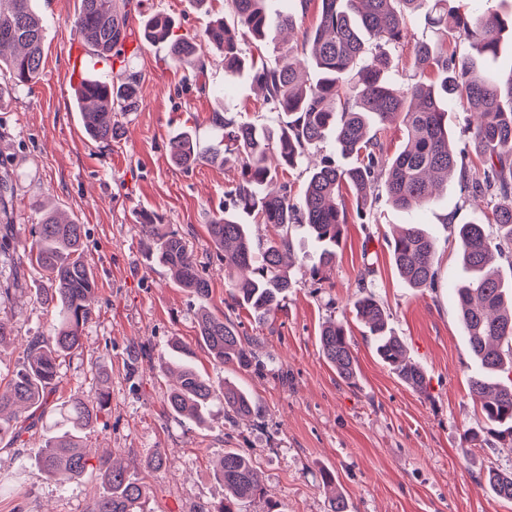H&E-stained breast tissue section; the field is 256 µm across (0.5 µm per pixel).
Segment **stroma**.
Segmentation results:
<instances>
[{
	"label": "stroma",
	"mask_w": 512,
	"mask_h": 512,
	"mask_svg": "<svg viewBox=\"0 0 512 512\" xmlns=\"http://www.w3.org/2000/svg\"><path fill=\"white\" fill-rule=\"evenodd\" d=\"M80 0H35L44 23V57L33 88L11 91L0 101V175L8 189L0 200V225L14 238L30 237L50 202L85 227L83 257L97 282L93 313L82 346L59 368L54 403L77 395L106 406L83 444L90 457L113 454L130 479L145 484L144 512H211L224 499L214 467L225 451L250 458L262 485L260 496L238 512H329L324 477H332L347 512H512L485 483L491 471L512 472V450L466 441L481 429L480 404L470 382L481 369L473 357L453 292L465 271L459 261L455 225L469 221L473 207L458 182L450 180L426 207L394 208L373 200L365 216L352 214L336 261L322 278L312 277L315 250L302 230H292L295 283L273 321L258 323L248 310L231 308L224 262L207 226L223 211L224 193L240 170L233 164H172L169 141L192 131L200 150L220 139L213 113L228 110L242 120L276 125L248 73L225 80L217 52L207 55L204 75L175 67L163 45L143 40L144 22L156 14L173 19L180 34L204 31L229 17L225 0H131L129 50L123 66L140 77L139 104L117 111L119 136L90 140L74 105L69 79L74 53L84 46L71 28ZM398 50L413 62L419 43L448 54L467 52L458 33L431 27L415 15ZM152 212L177 230L210 281L201 300L179 287L167 268L147 259L141 247L142 213ZM405 224L420 225L435 244L433 286L413 288L391 258L393 235ZM383 308L407 356L426 376L420 393L403 383L376 353V344L357 318L353 302L359 280ZM42 271L23 252L0 256V323L11 341L0 347V384L19 368L27 341L44 331L52 309L35 298L48 287ZM226 314L241 336L253 339L259 366L219 364L200 341V309ZM344 321L357 362V378L342 380L324 358L322 325ZM190 351L196 369L214 387L232 383L253 398L247 419L210 408L205 424L173 415L167 395L176 383L159 367L172 345ZM50 434L37 423L22 443L0 445V482L16 484L0 496V512H87L103 491L95 471L67 484L47 478L34 455ZM163 454V468L148 461Z\"/></svg>",
	"instance_id": "obj_1"
}]
</instances>
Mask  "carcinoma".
<instances>
[{
  "label": "carcinoma",
  "mask_w": 512,
  "mask_h": 512,
  "mask_svg": "<svg viewBox=\"0 0 512 512\" xmlns=\"http://www.w3.org/2000/svg\"><path fill=\"white\" fill-rule=\"evenodd\" d=\"M267 0H228L233 20L256 41L276 38L292 30L298 15L307 13L311 0H288V10L271 14ZM317 26L306 33L304 49L288 48L279 64L269 67L247 61L224 20L218 19L201 35L174 33L175 23L155 15L144 24L143 38L164 45L168 59L177 67L204 71L205 48L213 46L224 59V77L250 71L253 82L264 92L263 103L284 117L276 127L245 122L232 112H215L212 125L224 133L216 147L197 149L188 132L169 142L171 159L178 165L199 162L240 166V179L225 192L231 206L208 224L215 248L224 253V281L232 304L248 309L258 321L275 318L293 284L283 269L284 255L292 252L288 230L297 226L313 240L317 262L313 276L322 274L336 260L349 212L343 192L350 191L359 209L373 196L378 171L385 168L384 192L388 202L401 210L426 206L448 178L457 176L463 188L477 199L497 198L491 216L485 212L456 225L462 246L461 260L467 279L454 288L469 348L483 374L471 382L470 392L479 402L486 420L485 435L473 432L471 442L512 448V282L503 279L497 261L512 258V76L506 85L479 75L482 61L474 56L435 55L428 45L418 46L414 65L437 71L438 82L400 84L394 77L402 59L397 54L414 12L425 10L434 26L452 27L481 56L499 50L500 33L512 29V17L496 12L472 17L448 12L447 0H320ZM128 0H80L71 25L89 53L107 60L123 43ZM44 25L32 0H0V70L8 73V87H30L38 78L43 61ZM140 78L122 73L117 81H104L92 74L76 88V99L87 134L96 141L118 137L112 112L130 110L137 104ZM464 98L472 108L466 131L479 157L471 167L448 145V107ZM399 125L405 142L389 160L384 159L380 130ZM330 143L350 163L338 167L325 158L310 176L302 195L295 197L288 184L274 187L278 172L298 164L312 148ZM246 214L274 229L269 239L256 242L240 219ZM495 224L499 234L490 238L485 225ZM149 233L142 241L147 258L167 267L174 281L200 298L210 292L204 277L174 230L147 219ZM84 225L61 220L53 211L42 210L40 224L31 240L19 241L45 272L52 287L39 293V300L53 307L56 318L45 333L26 345L22 366L5 391H0V441L11 446L30 428L33 414L45 408L55 392L59 360L82 346L83 327L92 311L88 304L96 280L82 253ZM394 264L402 280L414 287L434 285L435 248L417 224L407 225L391 243ZM356 315L368 327L381 359L414 390L425 392L422 368L406 361L404 344L388 329L386 315L358 282ZM199 336L219 363L252 366L255 356L250 342L240 336L226 315L204 311L198 315ZM322 354L345 381L356 377V358L345 324L328 320L321 328ZM160 355L168 370L181 364L180 383L167 398L170 411L203 422L210 405L224 403V413L247 417L254 413L251 397L224 383L215 389L209 380L179 356ZM103 402L88 404L79 397L52 410L55 431L37 451L41 473L60 484L78 478L88 469L81 434L98 423ZM97 470L106 491L88 512H143L147 488L131 480L127 470L111 458L98 459ZM217 476L224 483V502L213 512H234L241 499L261 491L257 470L246 456L224 452ZM486 484L499 498L512 500V472L491 471Z\"/></svg>",
  "instance_id": "cac0c4a2"
}]
</instances>
